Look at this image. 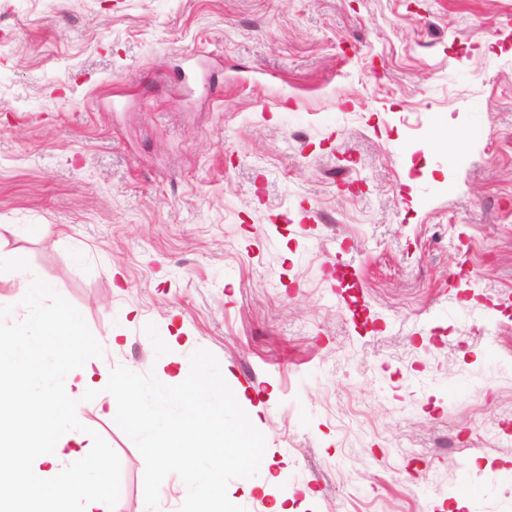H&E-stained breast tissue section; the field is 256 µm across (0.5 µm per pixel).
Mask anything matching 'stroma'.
Segmentation results:
<instances>
[{
	"instance_id": "35a3bbf8",
	"label": "stroma",
	"mask_w": 512,
	"mask_h": 512,
	"mask_svg": "<svg viewBox=\"0 0 512 512\" xmlns=\"http://www.w3.org/2000/svg\"><path fill=\"white\" fill-rule=\"evenodd\" d=\"M0 325L21 253L124 416L77 420L116 512H193L146 459L162 356L264 454L235 512H512V0H0ZM176 334L175 346L159 338ZM120 339L108 344L109 336Z\"/></svg>"
}]
</instances>
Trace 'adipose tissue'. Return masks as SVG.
Returning a JSON list of instances; mask_svg holds the SVG:
<instances>
[{
	"label": "adipose tissue",
	"mask_w": 512,
	"mask_h": 512,
	"mask_svg": "<svg viewBox=\"0 0 512 512\" xmlns=\"http://www.w3.org/2000/svg\"><path fill=\"white\" fill-rule=\"evenodd\" d=\"M14 267L27 290L28 315L10 334L0 336V406L13 410L9 416L0 414V460L11 467L16 494L46 499L44 512H116L107 476L92 463L96 440L70 426L69 413H48L36 429L17 413L23 397L12 385L15 366L34 370L41 385L40 401L47 405L61 396L70 405L81 406L87 393L111 381L112 374L100 359L80 356L81 325L63 306L46 305V285L39 274L20 261ZM160 373L166 393L187 403L195 401L205 385L208 364L199 359L190 373L171 359L161 365ZM23 432L29 433L38 455L13 454L10 440Z\"/></svg>",
	"instance_id": "adipose-tissue-1"
}]
</instances>
